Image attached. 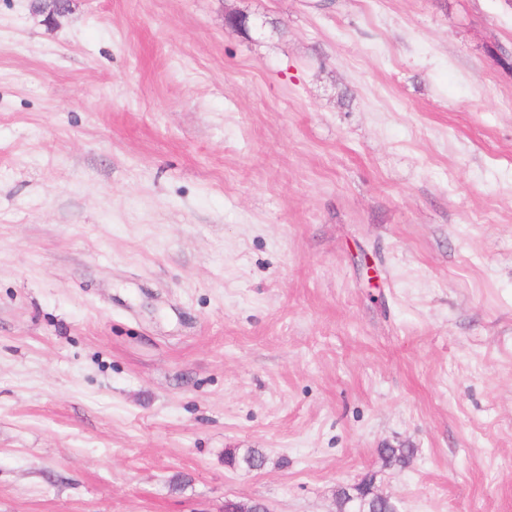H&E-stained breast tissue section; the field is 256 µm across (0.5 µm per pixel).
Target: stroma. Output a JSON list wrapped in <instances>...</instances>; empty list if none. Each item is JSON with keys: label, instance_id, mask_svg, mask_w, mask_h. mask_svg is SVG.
Returning a JSON list of instances; mask_svg holds the SVG:
<instances>
[{"label": "stroma", "instance_id": "stroma-1", "mask_svg": "<svg viewBox=\"0 0 512 512\" xmlns=\"http://www.w3.org/2000/svg\"><path fill=\"white\" fill-rule=\"evenodd\" d=\"M496 41L507 0H0V512H512ZM32 9L36 14L44 16L47 23H54L58 17L68 13L73 0H32Z\"/></svg>", "mask_w": 512, "mask_h": 512}]
</instances>
